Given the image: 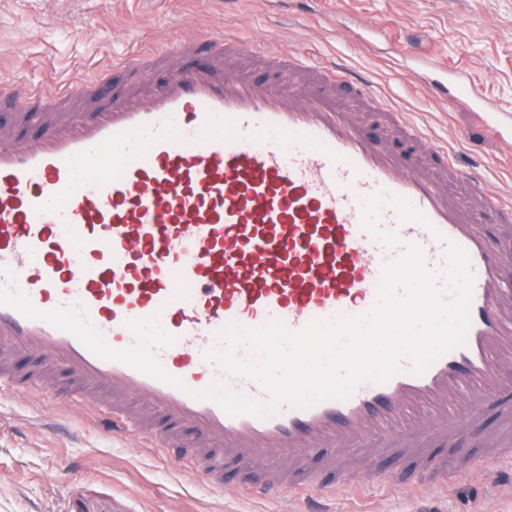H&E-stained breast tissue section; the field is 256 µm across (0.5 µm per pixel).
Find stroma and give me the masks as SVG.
<instances>
[{"label": "stroma", "mask_w": 512, "mask_h": 512, "mask_svg": "<svg viewBox=\"0 0 512 512\" xmlns=\"http://www.w3.org/2000/svg\"><path fill=\"white\" fill-rule=\"evenodd\" d=\"M223 29L338 63L374 82L458 168L512 197V0H0V85L65 86L137 48ZM435 62L477 84L494 112L432 90ZM334 512H512V489L473 470L404 494L337 489ZM290 495L213 491L145 447L113 438L99 414L53 395L0 386V512H299Z\"/></svg>", "instance_id": "stroma-1"}]
</instances>
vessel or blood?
I'll list each match as a JSON object with an SVG mask.
<instances>
[{"instance_id": "1", "label": "vessel or blood", "mask_w": 512, "mask_h": 512, "mask_svg": "<svg viewBox=\"0 0 512 512\" xmlns=\"http://www.w3.org/2000/svg\"><path fill=\"white\" fill-rule=\"evenodd\" d=\"M247 53L216 31L141 49L73 90L0 91V286L41 313L0 305V381L51 395L48 374L61 372L106 397L113 434H145L216 490L231 464L251 494L305 493V512H325L330 490L383 456L426 484L448 470L441 449L466 462L460 440L491 414L503 431L476 456L490 469L512 461V199L389 105L385 130L351 119L345 98L375 95L343 66L263 51L266 78L224 68ZM158 70L166 79L146 82ZM286 72L306 80L284 85ZM452 244L470 262L471 323L423 374L407 357L402 374L348 400L285 403L265 419L188 396L225 376L205 357L219 331L365 315L409 247L453 302ZM55 310L78 312L115 349L136 342L128 321L157 315L175 342L152 352L182 387L101 359L45 321ZM27 357L46 375H15Z\"/></svg>"}]
</instances>
